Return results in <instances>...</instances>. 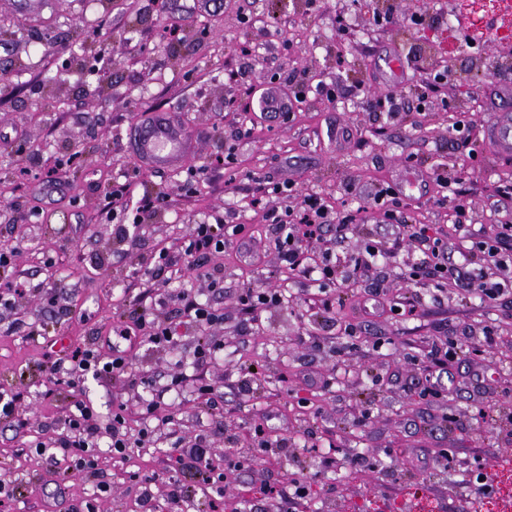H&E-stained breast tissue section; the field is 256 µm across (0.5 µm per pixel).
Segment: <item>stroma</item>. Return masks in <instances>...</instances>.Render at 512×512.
I'll use <instances>...</instances> for the list:
<instances>
[{"mask_svg": "<svg viewBox=\"0 0 512 512\" xmlns=\"http://www.w3.org/2000/svg\"><path fill=\"white\" fill-rule=\"evenodd\" d=\"M39 16L25 17L13 0H0V248H16V269L34 291L0 308V390H24L22 429L0 424V484L13 495L0 512H78L94 500L98 512H139L132 473L150 479L163 512H198L203 487L192 474L176 471L162 448H138L120 459L101 439L97 454L106 493L83 475L63 476L35 451L54 436V420L69 403L61 389L42 399L44 366L57 337L73 345L109 350L112 325L129 307L135 269L161 248H174L190 225L223 218L245 224L246 240L233 239L214 258L224 274L223 294L206 279L183 270L172 285L224 311L212 330L224 349L203 372L224 395V419L213 422L192 386L166 395L179 410L175 434L192 445L199 433L211 438L214 465L225 457L252 459L250 468L228 474L220 512H504L512 505V285L497 304L460 299L455 290L414 283L407 272L419 252L401 240L396 226L367 209L376 180L402 187L407 212L432 233L458 242L453 204H438L431 170L449 176L469 172L477 186L462 194L473 228L512 221V197L493 188L512 183V158L488 145H473L456 121L483 129L492 114L512 103V67L501 68L498 39L502 17L493 0H451L448 14L432 29L414 31L404 19L430 0H50ZM392 11L385 30L372 24L376 11ZM348 31L338 34L337 17ZM174 23L180 39L169 45L160 31ZM473 47H466V39ZM402 61L391 70L389 58ZM447 70L448 80L425 111L390 117L368 111L374 95L401 92ZM333 82L336 102L312 89L289 99L291 80ZM285 99L291 113L264 114L247 88ZM174 113L200 139L199 151L175 170L137 173L122 139L135 114ZM251 137H242L245 126ZM38 146L42 163L16 153L17 143ZM233 150V163L215 159ZM75 155L73 167L47 175V164ZM417 170L415 187L405 180ZM50 183H42V176ZM195 190L185 193L186 180ZM295 184L293 196L271 194L263 204L285 210L315 194L329 211L361 210L333 248L346 259L372 244L382 252L369 270L379 290L366 283L333 318L319 306V288L309 279L286 282L280 259L250 199L261 183ZM128 184L129 193L160 190L166 206L150 223L131 228L115 243L103 214L108 185ZM353 193H346L347 184ZM41 215L25 216L31 208ZM56 286L71 308L61 316L47 305L46 286ZM283 290L288 300L243 321L237 297L244 287ZM417 295L415 315L390 312V305ZM25 328L9 331L14 319ZM361 328L360 338L346 325ZM495 332L484 354L460 357L438 371L442 398L419 401L425 373L418 360L448 337L462 343ZM198 330L184 325L178 345L163 350L137 344L132 369L166 384L170 374H193ZM261 378L252 396L238 394L248 365ZM100 416L113 401L126 403L129 426L139 431L143 387L123 381L86 379L82 385ZM309 398L312 409L298 405ZM492 408L493 420L481 411ZM268 426L288 438L287 453L260 451L253 429ZM450 449L449 465L434 453ZM334 453L338 464L321 459ZM369 454L378 471L352 469L344 455ZM493 480L484 492L477 473ZM299 479L307 498L283 503L267 499L266 485ZM186 493L171 503L175 485Z\"/></svg>", "mask_w": 512, "mask_h": 512, "instance_id": "stroma-1", "label": "stroma"}]
</instances>
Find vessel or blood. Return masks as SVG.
I'll use <instances>...</instances> for the list:
<instances>
[{
	"label": "vessel or blood",
	"instance_id": "1",
	"mask_svg": "<svg viewBox=\"0 0 512 512\" xmlns=\"http://www.w3.org/2000/svg\"><path fill=\"white\" fill-rule=\"evenodd\" d=\"M488 132L501 156H512V113L493 114ZM127 138L135 161L156 169L172 168L184 158L194 155L196 142L181 128L171 123L165 113H152L150 119L133 120Z\"/></svg>",
	"mask_w": 512,
	"mask_h": 512
}]
</instances>
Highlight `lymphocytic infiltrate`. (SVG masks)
<instances>
[{
  "instance_id": "lymphocytic-infiltrate-1",
  "label": "lymphocytic infiltrate",
  "mask_w": 512,
  "mask_h": 512,
  "mask_svg": "<svg viewBox=\"0 0 512 512\" xmlns=\"http://www.w3.org/2000/svg\"><path fill=\"white\" fill-rule=\"evenodd\" d=\"M445 80V74L438 73L433 81L415 87L411 94L386 93L376 96L370 99L368 109L391 116L407 111L412 104L417 105L418 109H425L430 93L435 92L438 84ZM128 192V185L121 184L113 186L106 194L108 202L113 205L112 233L119 241L130 235L128 224L124 222L125 216H132L134 223H142L153 218L168 200L163 192L145 194L140 198L136 211L132 212L124 203ZM370 204L382 211L385 220L402 227L411 244L417 245L421 251V258L411 268V280H433L440 286L450 284L459 295L475 296L483 301L493 302L502 296L503 285L492 279L490 272L494 269L503 273L512 271V224H499L488 232L464 231L463 258L478 265L477 271L472 272L451 264L447 245L440 238L430 235L425 225L414 223L401 203L398 188L393 184L378 181ZM262 218L289 278H307L316 271L323 283L329 286V295L321 300V310L327 315L335 313L337 307L345 305L348 300L347 281L364 276L370 268L371 259L379 255L374 246H366L364 255L350 257V268L345 271L338 269L330 253L325 252L318 267H311L305 255L306 244L322 241L325 228L333 226L341 231L354 221L349 213L330 215L322 198L313 194L305 195L293 209L263 210ZM245 230V225L230 226L220 219L212 224H197L180 239L178 252L189 269L198 271L212 257L223 255L229 236L243 235ZM170 264L169 252L159 250L154 257L153 267L138 276V291L131 301L130 317L121 319L112 327L117 341L113 343L111 353L105 354L95 348L79 345L48 356L44 398L54 397L57 390L65 386L71 391V400L64 412L63 432L50 443H37L36 451L48 455L49 459L60 460L64 465V475L97 474L95 449L102 434H109L113 453L125 456L133 449L154 443L156 430L151 427V420L160 419L167 426L175 425L178 420L176 411L163 409L162 404L167 391H179L187 383V376L181 373L172 375L167 389H150L148 398L143 401L147 424L136 436H129L127 432L126 408L121 404L113 407L107 425H100L97 413L85 398L80 385L90 377L112 380L132 378V359L123 349V342L139 340L156 348L174 347L178 343L177 322L184 318L194 323L200 332L194 350L196 366H203L221 351L222 345L211 331L223 324V310L197 301L190 292L185 291L177 296L173 320L161 321L156 318L155 301L166 285L163 273ZM167 455L178 468L194 472L208 486L223 483L227 473L246 465L243 459L228 457L223 467L214 466L213 452L203 436L188 447L179 440L170 442Z\"/></svg>"
}]
</instances>
